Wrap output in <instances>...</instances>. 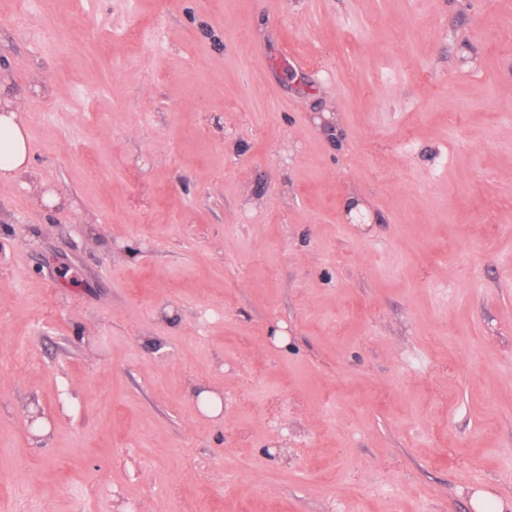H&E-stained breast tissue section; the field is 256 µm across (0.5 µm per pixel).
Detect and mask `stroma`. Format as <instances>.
<instances>
[{"instance_id":"stroma-1","label":"stroma","mask_w":512,"mask_h":512,"mask_svg":"<svg viewBox=\"0 0 512 512\" xmlns=\"http://www.w3.org/2000/svg\"><path fill=\"white\" fill-rule=\"evenodd\" d=\"M0 87V512L512 502V0H0ZM11 108V100L2 102L0 92V179L23 181L31 167L28 134Z\"/></svg>"}]
</instances>
